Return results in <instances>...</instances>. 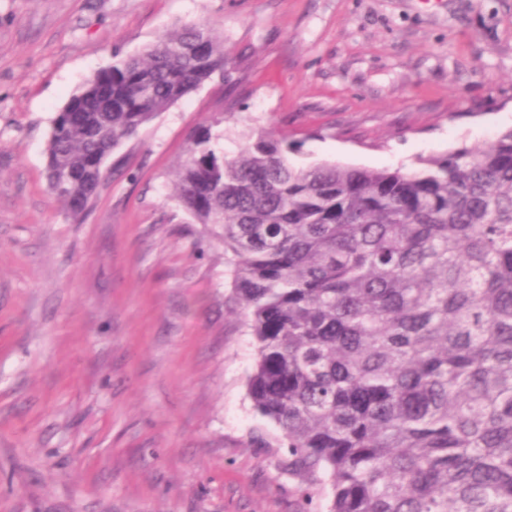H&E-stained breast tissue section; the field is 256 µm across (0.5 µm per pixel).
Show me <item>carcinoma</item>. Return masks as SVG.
Masks as SVG:
<instances>
[{
    "label": "carcinoma",
    "instance_id": "1",
    "mask_svg": "<svg viewBox=\"0 0 512 512\" xmlns=\"http://www.w3.org/2000/svg\"><path fill=\"white\" fill-rule=\"evenodd\" d=\"M226 64L198 21L86 80L45 147L68 217L89 214L116 149ZM212 126L174 198L224 245L280 466L329 483L328 512H512V129L402 172L296 167L297 145L263 130L228 156Z\"/></svg>",
    "mask_w": 512,
    "mask_h": 512
}]
</instances>
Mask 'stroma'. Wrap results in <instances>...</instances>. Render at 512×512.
Listing matches in <instances>:
<instances>
[{"label": "stroma", "instance_id": "1", "mask_svg": "<svg viewBox=\"0 0 512 512\" xmlns=\"http://www.w3.org/2000/svg\"><path fill=\"white\" fill-rule=\"evenodd\" d=\"M206 19L230 64L112 157L93 210L47 190L51 121L94 72ZM221 117L297 166L414 170L512 129V0H0V512H324L252 408L224 247L173 198Z\"/></svg>", "mask_w": 512, "mask_h": 512}]
</instances>
